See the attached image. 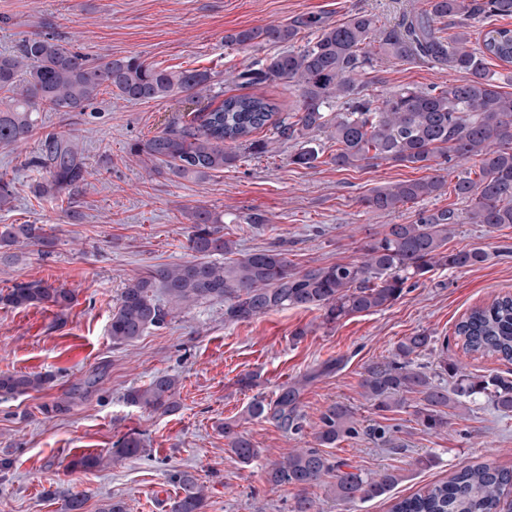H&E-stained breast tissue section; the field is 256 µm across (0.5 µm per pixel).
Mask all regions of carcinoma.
<instances>
[{
	"label": "carcinoma",
	"instance_id": "carcinoma-1",
	"mask_svg": "<svg viewBox=\"0 0 512 512\" xmlns=\"http://www.w3.org/2000/svg\"><path fill=\"white\" fill-rule=\"evenodd\" d=\"M480 17L511 18L512 0H428L427 10L392 28L376 26L369 14H355L337 26L295 21L227 36L232 45L283 46L257 66L240 71L235 80L249 86L280 81L293 88L298 104L284 117L278 104L262 94L231 95L213 103L208 99L213 84L207 72L176 73L136 56L91 60L48 34H37L14 52L0 54V90L8 93L0 100V143L30 136L36 112H81L101 91L111 89L127 101L161 100L178 93L197 103L207 100L191 121L130 146L133 156L165 162L174 172L197 179L235 165L236 143L246 141L255 152H268V143L252 136L269 126L279 137L300 142L291 162L303 168L315 167L323 153L310 134L324 131L336 145L331 162L338 168L385 161L434 171L371 190L361 204L375 212L442 194L448 181L441 172L449 163L480 158L478 172L458 175L453 185L455 195L469 203L466 211L421 210L413 224H388L366 236L359 263L296 271L282 249L241 254L216 227L220 220L199 208L187 239L188 249L198 258L158 266L128 281L112 312L109 336L116 344L131 343L149 328L164 325L173 311L213 300L224 302V320L232 323L295 307L319 310L323 323L335 324L392 305L410 288L409 281H419L435 267L466 268L484 262L487 254L480 248L448 250L454 225H512V93L501 91L485 63L488 57L512 63V29L493 28L484 34L482 47L472 49L470 28ZM445 21L452 33L443 37L439 24ZM303 27L315 28L314 37L299 46ZM381 56L446 64L468 74V79L450 87L406 86L374 96L365 92L356 76ZM24 166L43 171L35 187L40 197L57 198L71 191L86 173L76 140L63 134L47 136L41 152L26 159ZM17 245L44 248L53 245V238L41 224H1L0 250ZM215 255L224 260L213 259ZM71 300L70 289L42 280L0 289V305L12 308L44 305L62 310ZM455 337L467 354L512 362V295L472 309L456 325ZM437 342L426 332L401 339L388 360L364 366L363 394L380 411L403 408L407 395H416L414 414L427 431L448 426L446 408L475 395L485 396L506 415L512 413V380L467 374L448 360V341L442 343L443 357L436 368L418 364V356L433 350ZM445 375L454 379L450 388L442 383ZM50 381L40 373H0V394L40 391ZM178 386L177 377L164 374L130 390L126 398L133 405L169 414L180 408ZM300 393L297 385H288L273 401H252L246 414L269 417L281 428L297 431ZM239 427L238 421L226 420L221 431L228 449L249 464L260 457L261 449ZM360 431L351 408L336 402L320 416L316 447L301 448L269 464V483L298 489L291 512H313L315 501L307 496V488L328 475L334 479L330 492L343 505L380 498L403 480L390 468L374 474L344 471L320 451ZM141 452V441L132 434L116 444L121 457ZM170 481L180 486L182 495L173 500L169 512H204V485L191 472L175 471ZM511 492L512 470L478 463L399 500L393 512H501L502 500Z\"/></svg>",
	"mask_w": 512,
	"mask_h": 512
}]
</instances>
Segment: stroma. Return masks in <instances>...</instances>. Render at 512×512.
Here are the masks:
<instances>
[{
    "label": "stroma",
    "instance_id": "stroma-1",
    "mask_svg": "<svg viewBox=\"0 0 512 512\" xmlns=\"http://www.w3.org/2000/svg\"><path fill=\"white\" fill-rule=\"evenodd\" d=\"M426 0H0V53L36 34L90 59L137 56L171 71L211 74L214 89L241 94L233 77L273 53V46L240 49L225 36L245 28L313 17L336 26L352 15L375 16L378 26L401 24ZM463 73L440 64L378 59L362 75L370 93L411 85L421 89L461 83ZM183 96L126 102L105 90L81 112L36 113L32 135L0 144V174L13 184L0 224H44L52 229L48 252L13 248L0 257V289L43 280L70 288V307L0 305V372L48 373L42 391L0 396V512H60L63 498L81 491L84 512H100L111 497L128 512H167L179 494L169 474L192 472L207 488L205 512H289L296 491L266 480L268 462L315 446L320 416L333 402L355 413L364 428L354 439L326 449L332 461L365 474L398 470L403 480L388 495L357 503L353 512H391L400 499L447 480L461 468L489 462L512 469V415L484 397L449 409L448 426L428 432L412 408L375 409L360 386L371 362L385 361L393 346L417 332L453 337L471 309L512 293V226L491 229L460 224L449 250L480 248L487 259L471 268H435L392 306L323 325L319 311L288 308L242 323L224 319V305L207 301L169 317L134 342L113 344L108 328L125 284L149 270L192 259L187 237L197 208L223 214L221 230L239 250L283 246L294 269L358 262L368 232L414 223L419 211H465L453 191L390 212H372L360 200L376 187L425 177L398 163L339 169L331 163L327 133H317L326 154L316 167L291 164L295 141L257 132L269 150L238 149L236 166L198 180L172 174L166 165L133 157L132 143L162 131L192 112ZM74 137L87 175L74 195H35L37 170L26 158L46 134ZM266 216L247 224L250 213ZM305 336H297V329ZM178 376L181 408L161 415L127 403L129 389L155 376ZM253 375V387L239 380ZM301 384L300 430L267 418L251 419L254 398L273 400L281 386ZM238 419L261 456L240 463L218 427ZM388 430L377 440L373 428ZM140 438L139 456L104 468L73 470L79 455L107 454L124 435Z\"/></svg>",
    "mask_w": 512,
    "mask_h": 512
}]
</instances>
